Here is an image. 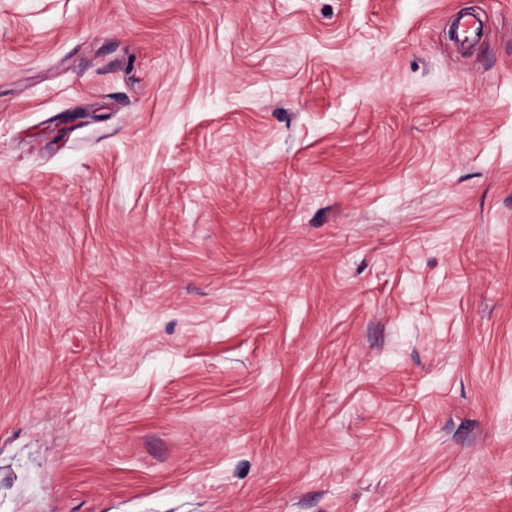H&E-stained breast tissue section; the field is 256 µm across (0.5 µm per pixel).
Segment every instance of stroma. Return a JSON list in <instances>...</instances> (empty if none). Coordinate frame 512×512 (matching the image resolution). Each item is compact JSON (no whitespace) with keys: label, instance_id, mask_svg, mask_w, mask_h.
Returning <instances> with one entry per match:
<instances>
[{"label":"stroma","instance_id":"1","mask_svg":"<svg viewBox=\"0 0 512 512\" xmlns=\"http://www.w3.org/2000/svg\"><path fill=\"white\" fill-rule=\"evenodd\" d=\"M0 512H512V0H0Z\"/></svg>","mask_w":512,"mask_h":512}]
</instances>
